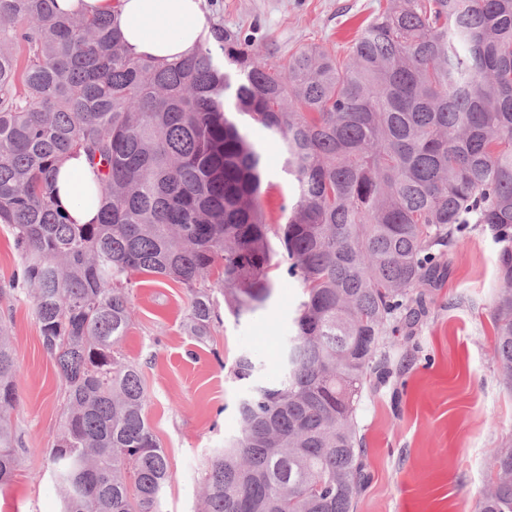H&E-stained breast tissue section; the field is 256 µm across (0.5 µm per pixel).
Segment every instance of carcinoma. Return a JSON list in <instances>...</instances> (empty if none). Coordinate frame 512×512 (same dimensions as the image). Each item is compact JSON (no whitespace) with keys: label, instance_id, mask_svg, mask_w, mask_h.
<instances>
[{"label":"carcinoma","instance_id":"carcinoma-1","mask_svg":"<svg viewBox=\"0 0 512 512\" xmlns=\"http://www.w3.org/2000/svg\"><path fill=\"white\" fill-rule=\"evenodd\" d=\"M213 33L160 63L130 56L106 16L0 0V226L21 258L0 294L31 305L61 380L47 472L62 512H159L172 478L120 349L137 275L185 289L200 343L215 290L238 319L269 300L274 270L303 287L283 377L239 403L200 512H355L356 411L391 374L381 348L416 322L449 242L479 226L500 244L491 318L512 388V0H387L343 58L307 46L280 63L240 31ZM254 125L285 145L282 224L262 207ZM78 150L102 197L95 224L56 201L57 166ZM256 372L247 354L232 367ZM18 374L0 321L1 488L19 465ZM490 463L476 510L512 512V446Z\"/></svg>","mask_w":512,"mask_h":512}]
</instances>
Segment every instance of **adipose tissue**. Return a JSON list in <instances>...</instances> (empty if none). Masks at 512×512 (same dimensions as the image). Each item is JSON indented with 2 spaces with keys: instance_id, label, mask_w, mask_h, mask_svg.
Returning a JSON list of instances; mask_svg holds the SVG:
<instances>
[{
  "instance_id": "1",
  "label": "adipose tissue",
  "mask_w": 512,
  "mask_h": 512,
  "mask_svg": "<svg viewBox=\"0 0 512 512\" xmlns=\"http://www.w3.org/2000/svg\"><path fill=\"white\" fill-rule=\"evenodd\" d=\"M60 11L116 15L127 51L170 61L189 55L212 36L203 0H57ZM58 201L77 224L97 221L101 198L84 153L69 155L56 175Z\"/></svg>"
}]
</instances>
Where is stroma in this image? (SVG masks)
Listing matches in <instances>:
<instances>
[{
  "label": "stroma",
  "mask_w": 512,
  "mask_h": 512,
  "mask_svg": "<svg viewBox=\"0 0 512 512\" xmlns=\"http://www.w3.org/2000/svg\"><path fill=\"white\" fill-rule=\"evenodd\" d=\"M213 25L253 33L271 54L287 59L319 44L345 51L360 24L386 0H206ZM265 162L263 206L270 223H284L293 187L283 169L280 139L254 128ZM499 246L490 230H476L446 251L447 269L426 295L413 328H400L406 347L391 350L393 375L367 389L356 420L365 448L368 484L356 512H475L489 483L488 451L512 442V389L499 378L491 308ZM275 290L264 308L221 319L204 343L185 334L184 290L143 277L121 350L141 371L147 415L168 456L172 480L162 512H197L207 464L239 430L237 408L249 381L231 373L250 355L256 381L281 373V353L302 299L298 281L272 272ZM21 368L12 423L20 465L0 489V512H61L60 495L44 470L59 431L64 395L53 360L42 347L28 303L0 297Z\"/></svg>",
  "instance_id": "obj_1"
}]
</instances>
